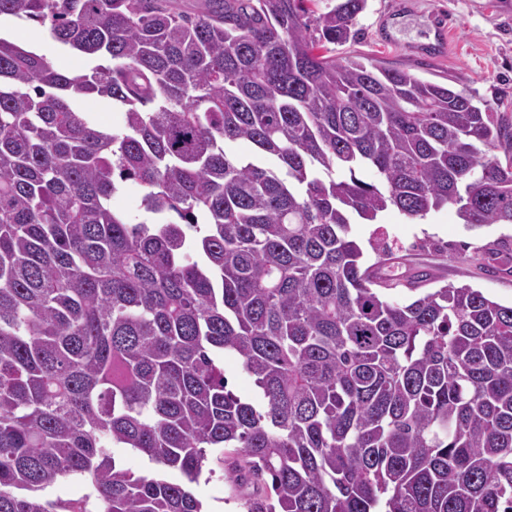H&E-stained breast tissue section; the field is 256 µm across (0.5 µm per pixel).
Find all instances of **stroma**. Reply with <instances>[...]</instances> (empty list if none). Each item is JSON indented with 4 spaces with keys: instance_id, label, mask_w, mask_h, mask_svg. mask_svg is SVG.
<instances>
[{
    "instance_id": "stroma-1",
    "label": "stroma",
    "mask_w": 512,
    "mask_h": 512,
    "mask_svg": "<svg viewBox=\"0 0 512 512\" xmlns=\"http://www.w3.org/2000/svg\"><path fill=\"white\" fill-rule=\"evenodd\" d=\"M449 24L447 56L410 54L408 45L428 42L433 20ZM355 41L337 46L335 55L365 56L375 64L411 70L430 82L489 103L512 121V0H367L357 17ZM0 35L46 55L55 67L86 66L84 57L54 43L47 28L10 17L0 19ZM351 236L374 263L383 244L407 266L429 270L437 283H466L504 305L512 304V224L471 227L455 206L410 219L397 209L381 212L376 223L355 224ZM211 476L195 488L208 512H245L248 488L232 486L224 469L209 461Z\"/></svg>"
}]
</instances>
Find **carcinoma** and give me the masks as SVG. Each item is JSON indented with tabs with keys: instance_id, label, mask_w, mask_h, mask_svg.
I'll return each mask as SVG.
<instances>
[{
	"instance_id": "carcinoma-1",
	"label": "carcinoma",
	"mask_w": 512,
	"mask_h": 512,
	"mask_svg": "<svg viewBox=\"0 0 512 512\" xmlns=\"http://www.w3.org/2000/svg\"><path fill=\"white\" fill-rule=\"evenodd\" d=\"M206 2L0 0L91 59L0 36V512H202L215 448L246 512H512V305L385 278L349 237L390 207L512 224V124L325 54L366 0ZM128 180L139 218L110 205ZM226 352L260 401L226 390ZM70 476L94 496H45ZM77 108L96 123L103 126H117L121 122L122 110L111 101L98 97H81L77 100ZM115 459L118 468L135 473H144L147 470L153 469L145 455L133 452L128 448H117L115 450Z\"/></svg>"
}]
</instances>
